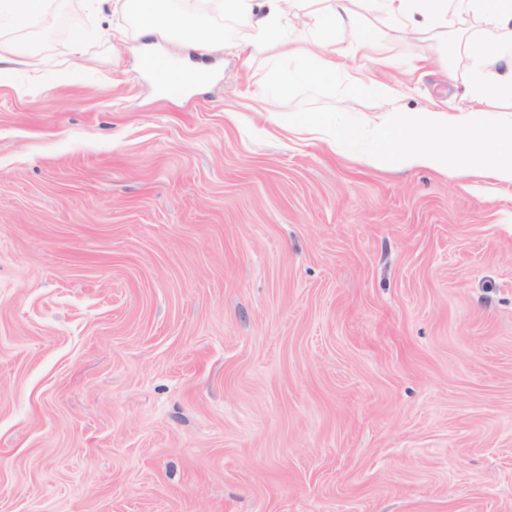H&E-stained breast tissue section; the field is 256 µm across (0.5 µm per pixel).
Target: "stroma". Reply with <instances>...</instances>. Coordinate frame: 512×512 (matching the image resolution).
<instances>
[{
  "label": "stroma",
  "mask_w": 512,
  "mask_h": 512,
  "mask_svg": "<svg viewBox=\"0 0 512 512\" xmlns=\"http://www.w3.org/2000/svg\"><path fill=\"white\" fill-rule=\"evenodd\" d=\"M352 8L406 110L471 107L456 38ZM7 39L0 512H512V186L284 129L346 139L376 100L256 102L281 46L189 53L118 0ZM149 43L206 81L168 94ZM306 129L313 136V139L327 144L332 149H336L339 132L336 126L331 124V121L312 119L308 121Z\"/></svg>",
  "instance_id": "stroma-1"
}]
</instances>
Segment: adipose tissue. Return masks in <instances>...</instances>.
<instances>
[{
  "instance_id": "ef3b65f1",
  "label": "adipose tissue",
  "mask_w": 512,
  "mask_h": 512,
  "mask_svg": "<svg viewBox=\"0 0 512 512\" xmlns=\"http://www.w3.org/2000/svg\"><path fill=\"white\" fill-rule=\"evenodd\" d=\"M350 0H221L222 12L232 15L235 27L208 21L192 4L182 0L172 7L170 0H124L143 23V34L168 39L190 38L208 30L202 51L217 45H281L289 43L292 18L305 16L321 36L316 53L307 55L301 70L289 73V83L317 79L336 72L346 75L349 87L360 84L358 77L346 74L343 63L326 44L337 30L349 29L354 51L362 60L380 67L392 61L383 56L369 31L349 7ZM369 10L382 14L390 25L404 29L419 26L432 38L447 41L457 19L448 13V0H364ZM469 8L479 19L476 37L463 41L462 48L473 66L467 93L475 106L464 114L444 109L408 111L400 103L396 89L377 82L371 90L378 99L382 116L364 131L363 154L374 167L410 169L426 167L444 175L477 174L512 185V0H469ZM53 0H0V26L21 30L32 21L53 24ZM498 113L487 121L486 107ZM398 130L395 143H386L390 130Z\"/></svg>"
}]
</instances>
